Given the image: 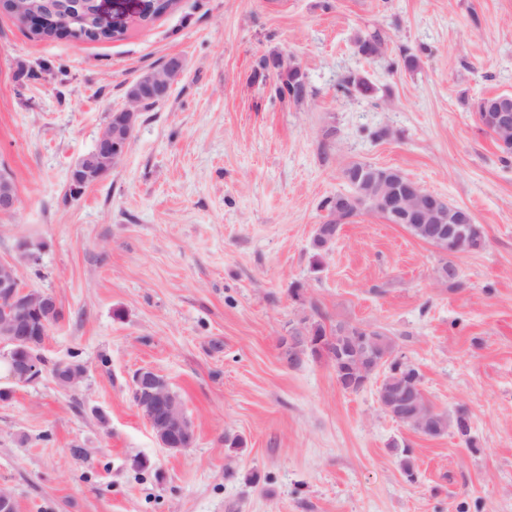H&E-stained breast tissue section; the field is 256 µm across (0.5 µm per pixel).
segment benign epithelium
<instances>
[{"label":"benign epithelium","mask_w":512,"mask_h":512,"mask_svg":"<svg viewBox=\"0 0 512 512\" xmlns=\"http://www.w3.org/2000/svg\"><path fill=\"white\" fill-rule=\"evenodd\" d=\"M167 86L168 82L156 74L141 85L138 94L129 98L122 109L121 124L100 135L94 150L87 155L86 166L71 168L70 179L74 184L81 185L90 177L99 179L121 165L130 146L129 131L138 122L142 99L162 98ZM496 104L499 139L512 140V97L502 95ZM375 192L378 207L391 213L395 223L426 224L436 239L448 237L461 244L466 235L464 225L472 223L469 214L417 183L411 184V190L404 195L394 193L384 183ZM16 270L14 260L0 258V296L13 303V310L0 318V349H6L4 355L10 356L13 380L27 384L44 372L41 349L50 329L60 320L62 309L53 294L24 288ZM85 374L83 364L71 363L54 372V377L63 386H73ZM132 392L137 408L162 447L182 452L193 446V424L164 375L152 368L138 370ZM380 406L391 411L396 420L411 417L423 430L433 423L432 413L420 401L419 387L413 381L406 382L399 393L387 396Z\"/></svg>","instance_id":"7a95c632"}]
</instances>
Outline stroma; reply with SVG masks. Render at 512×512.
Returning a JSON list of instances; mask_svg holds the SVG:
<instances>
[{"mask_svg":"<svg viewBox=\"0 0 512 512\" xmlns=\"http://www.w3.org/2000/svg\"><path fill=\"white\" fill-rule=\"evenodd\" d=\"M103 9L126 30L101 42L0 10V170L19 200L0 257L64 311L48 365L87 369L66 390L0 379L17 512H512V160L470 108L512 94V0H178L150 23L136 0ZM376 28L387 52L363 59L353 38ZM265 55L300 67L301 102L276 96ZM173 58L183 71L120 168L74 187L131 82ZM353 161L467 209L485 248L449 257L368 212L317 255L321 203ZM448 260L460 287L438 276ZM315 307L388 330L432 405L467 412L473 445L399 424L376 384L344 392L327 359L283 366L281 338ZM143 367L182 398L192 448L156 442L131 396Z\"/></svg>","mask_w":512,"mask_h":512,"instance_id":"35a3bbf8","label":"stroma"}]
</instances>
